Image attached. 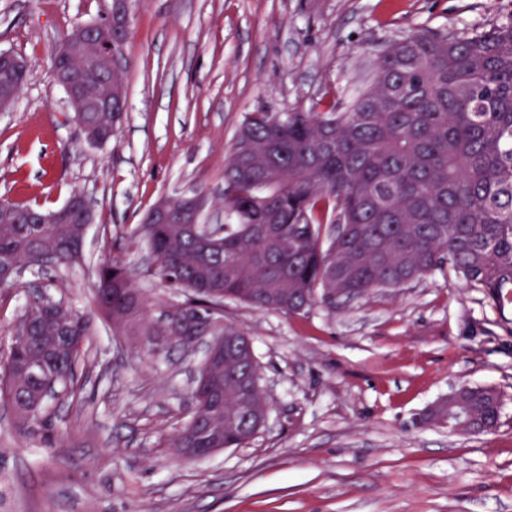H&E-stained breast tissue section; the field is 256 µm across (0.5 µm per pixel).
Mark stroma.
<instances>
[{"mask_svg":"<svg viewBox=\"0 0 512 512\" xmlns=\"http://www.w3.org/2000/svg\"><path fill=\"white\" fill-rule=\"evenodd\" d=\"M107 0H0V50L26 83L0 112V198L61 206L84 194L97 220L84 258L0 290V337L44 295L91 320L76 397L49 405L51 441L0 404V512H512V306L442 269L335 311L224 305L247 332L269 404L249 443L188 458L203 344L147 356L93 311L97 270L120 261L151 318L185 293L149 277L132 234L160 199L198 191L228 223L224 163L250 112L345 111L378 49L414 29H484L490 0H137L126 47L127 111L90 145L52 73L61 36ZM500 391L498 428L460 436L416 425L458 385Z\"/></svg>","mask_w":512,"mask_h":512,"instance_id":"1","label":"stroma"}]
</instances>
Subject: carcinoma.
I'll return each mask as SVG.
<instances>
[{
	"mask_svg": "<svg viewBox=\"0 0 512 512\" xmlns=\"http://www.w3.org/2000/svg\"><path fill=\"white\" fill-rule=\"evenodd\" d=\"M119 103L86 119L102 142L123 120ZM224 210L234 222L209 230L203 244L185 224H143L139 243L156 265L148 275L190 293L182 305L214 325V339L238 342L234 357L203 360L200 381L224 390L216 410L193 403L191 416L214 415L189 447L207 448L214 433L224 447L242 446L241 395L229 362L249 381L259 377L249 337L224 324V301L258 310L298 313L374 290L403 288L448 267L484 291L489 304H512V16L473 33L420 28L379 49L369 83L346 112H252L234 135L224 166ZM37 224L32 205L0 204V265L24 266L37 250L55 264L81 259L86 225ZM97 312L119 331L165 336L147 323V302L124 264L98 269ZM89 319L58 306L34 317L27 340L10 346L0 400L23 429L43 435L48 403L37 402L40 380L68 392L91 336ZM252 429L267 401L247 394ZM476 421L493 432L495 394L465 388L447 406L421 412V426Z\"/></svg>",
	"mask_w": 512,
	"mask_h": 512,
	"instance_id": "carcinoma-1",
	"label": "carcinoma"
}]
</instances>
